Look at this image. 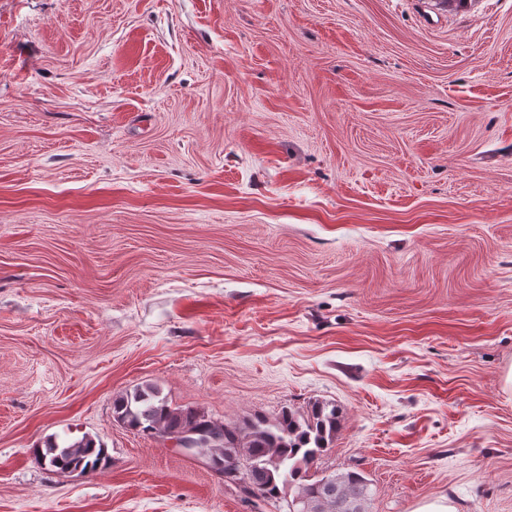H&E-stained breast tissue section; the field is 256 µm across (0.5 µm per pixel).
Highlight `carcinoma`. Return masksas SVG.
<instances>
[{
	"label": "carcinoma",
	"instance_id": "cac0c4a2",
	"mask_svg": "<svg viewBox=\"0 0 512 512\" xmlns=\"http://www.w3.org/2000/svg\"><path fill=\"white\" fill-rule=\"evenodd\" d=\"M113 410L131 430L176 438L187 429H198L215 438L202 446L210 458L259 465L265 504L276 505L284 493L309 501L323 496L322 512H349L345 502L356 500L365 509L371 500L370 483L360 472L326 475L314 470L336 438L338 415L331 403L316 400L304 410L283 409L273 419L254 414L229 425L195 409L173 408L158 389L146 386L115 399ZM37 456L42 466L57 472L83 474L107 462L104 448L88 435L64 444L50 440Z\"/></svg>",
	"mask_w": 512,
	"mask_h": 512
}]
</instances>
